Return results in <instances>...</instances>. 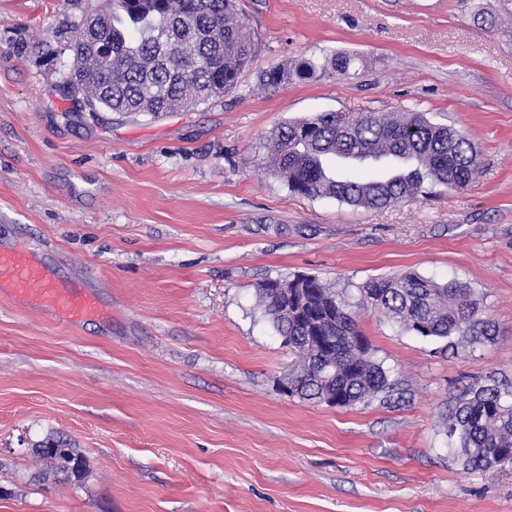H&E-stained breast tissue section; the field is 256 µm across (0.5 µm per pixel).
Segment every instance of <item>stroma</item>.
I'll use <instances>...</instances> for the list:
<instances>
[{"mask_svg":"<svg viewBox=\"0 0 512 512\" xmlns=\"http://www.w3.org/2000/svg\"><path fill=\"white\" fill-rule=\"evenodd\" d=\"M256 44L236 86L155 118L89 111L43 63L69 0H0V248L46 263L99 314L64 323L0 288V512H512V465L470 473L449 402L512 383V0H238ZM495 15L496 27L482 18ZM25 50H17L15 39ZM355 56L344 80L261 72ZM425 113L472 140L480 174L380 210L291 192L275 130L320 112ZM415 272L484 295L494 341L405 330L360 304ZM314 276L355 307L400 380L352 407L291 398L296 360L258 305L267 279ZM87 460L40 482L32 443Z\"/></svg>","mask_w":512,"mask_h":512,"instance_id":"1","label":"stroma"}]
</instances>
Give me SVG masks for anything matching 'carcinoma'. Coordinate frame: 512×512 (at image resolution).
<instances>
[{"label": "carcinoma", "instance_id": "cac0c4a2", "mask_svg": "<svg viewBox=\"0 0 512 512\" xmlns=\"http://www.w3.org/2000/svg\"><path fill=\"white\" fill-rule=\"evenodd\" d=\"M74 65L64 96L112 112L190 111L234 87L255 52L234 0H102L95 15L56 31ZM355 58H303L291 69L273 68L260 79L275 89L292 77H352ZM371 148L398 165L379 179L336 176L338 160H363ZM480 162L472 141L420 112H320L283 124L273 136L268 172L290 191L330 197L348 205L381 209L422 192L427 181L466 187ZM363 301L388 319L425 338L462 336L472 344L493 336L483 300L468 284L439 283L415 272L373 279ZM263 313L288 337L296 362L291 380L298 398L310 403L340 396L348 405L389 395L394 384L370 349L358 350L360 335L345 297L316 277L266 280L258 285ZM448 445L463 468L483 471L512 464V386L488 377L465 386L448 404ZM46 468L42 478L63 475L77 482L86 473L84 455L47 438L32 448Z\"/></svg>", "mask_w": 512, "mask_h": 512}]
</instances>
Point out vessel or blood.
<instances>
[{
  "label": "vessel or blood",
  "instance_id": "vessel-or-blood-1",
  "mask_svg": "<svg viewBox=\"0 0 512 512\" xmlns=\"http://www.w3.org/2000/svg\"><path fill=\"white\" fill-rule=\"evenodd\" d=\"M5 280L18 295L53 309L68 322L94 317L99 311L94 296L72 284H57L43 264L18 252L0 251V282Z\"/></svg>",
  "mask_w": 512,
  "mask_h": 512
}]
</instances>
